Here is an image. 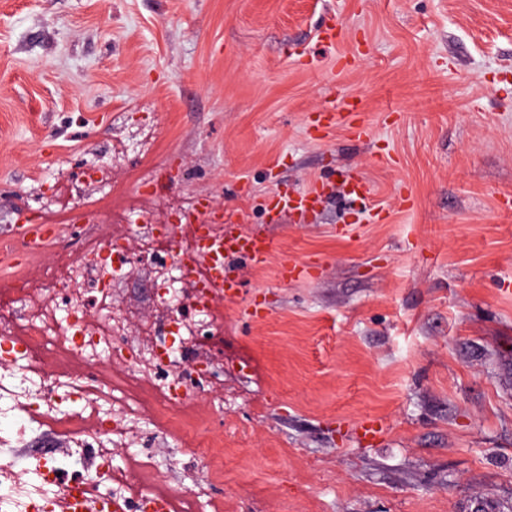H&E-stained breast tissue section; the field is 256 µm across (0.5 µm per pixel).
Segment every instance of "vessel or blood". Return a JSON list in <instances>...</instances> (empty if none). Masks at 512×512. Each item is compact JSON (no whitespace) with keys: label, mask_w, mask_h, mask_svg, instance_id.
<instances>
[{"label":"vessel or blood","mask_w":512,"mask_h":512,"mask_svg":"<svg viewBox=\"0 0 512 512\" xmlns=\"http://www.w3.org/2000/svg\"><path fill=\"white\" fill-rule=\"evenodd\" d=\"M325 198L320 184L313 183L307 188L292 193H275L265 199V207L271 223H279L282 216L293 214L304 216L321 205ZM57 232L56 225L45 224L34 218H26L25 222L15 227V239L24 250L30 251ZM276 248L273 238L258 233H241L226 237L221 241L208 242L200 251L199 257L215 271L208 282L212 294L232 301L239 297L242 281L230 277L224 270L227 258L235 257L248 261L259 267L265 265ZM314 272L313 264L306 261L282 260L278 275L282 281H302L311 279Z\"/></svg>","instance_id":"1"}]
</instances>
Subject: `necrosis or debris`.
<instances>
[{"label": "necrosis or debris", "mask_w": 512, "mask_h": 512, "mask_svg": "<svg viewBox=\"0 0 512 512\" xmlns=\"http://www.w3.org/2000/svg\"><path fill=\"white\" fill-rule=\"evenodd\" d=\"M197 244L195 227L180 218L167 230L141 221L110 226L57 264L39 252L7 265L17 244L0 241V278L11 297L0 306V360L23 363L21 371L0 372V405L15 416L0 426V445L20 447L34 423L97 462L73 474L66 459L36 457L26 478L12 463L0 464V512H50L65 485L124 512H156L161 475L138 451L137 413L148 412L161 433L178 435L181 417L212 381L209 367L191 361L220 326L215 299L199 292L206 269ZM137 264L149 267L155 285L173 276L179 286L156 294V313L140 321L133 341L130 313L116 305L111 288ZM109 363L132 370L137 404L115 393ZM116 446L130 449L128 465L113 464Z\"/></svg>", "instance_id": "necrosis-or-debris-1"}]
</instances>
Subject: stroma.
<instances>
[{
	"label": "stroma",
	"mask_w": 512,
	"mask_h": 512,
	"mask_svg": "<svg viewBox=\"0 0 512 512\" xmlns=\"http://www.w3.org/2000/svg\"><path fill=\"white\" fill-rule=\"evenodd\" d=\"M333 17L346 43L318 38ZM314 181L315 215L269 223L270 189ZM202 196L277 250L231 262L262 318L222 301L201 424L141 425L163 480H199L209 440L216 512H512V0H0V238L25 214L159 223ZM285 257L315 278L282 282ZM113 296L149 316V268Z\"/></svg>",
	"instance_id": "1"
}]
</instances>
